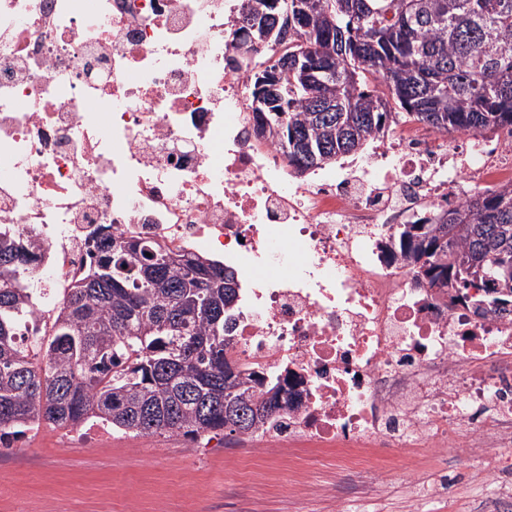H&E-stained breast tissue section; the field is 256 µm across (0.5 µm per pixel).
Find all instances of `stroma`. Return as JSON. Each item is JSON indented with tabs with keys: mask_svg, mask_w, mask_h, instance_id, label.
I'll return each instance as SVG.
<instances>
[{
	"mask_svg": "<svg viewBox=\"0 0 512 512\" xmlns=\"http://www.w3.org/2000/svg\"><path fill=\"white\" fill-rule=\"evenodd\" d=\"M235 437L155 436L49 425L18 447H0V512H336L339 492L366 512H500L497 490L512 472L472 461L463 448L428 457L399 451L386 481L373 471L334 472L318 494L277 487L268 466L246 478L225 471ZM456 478L439 490L438 463Z\"/></svg>",
	"mask_w": 512,
	"mask_h": 512,
	"instance_id": "1",
	"label": "stroma"
}]
</instances>
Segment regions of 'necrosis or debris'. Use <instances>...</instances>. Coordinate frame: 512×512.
Masks as SVG:
<instances>
[{
  "instance_id": "necrosis-or-debris-1",
  "label": "necrosis or debris",
  "mask_w": 512,
  "mask_h": 512,
  "mask_svg": "<svg viewBox=\"0 0 512 512\" xmlns=\"http://www.w3.org/2000/svg\"><path fill=\"white\" fill-rule=\"evenodd\" d=\"M246 0H0V236L42 261L18 339L47 332L92 244L216 252L245 289L232 355L288 381L250 437L288 485L392 469L388 447L512 466V310L449 304L390 248L423 209L512 184V136L403 124L372 155L298 174L254 127L224 29Z\"/></svg>"
}]
</instances>
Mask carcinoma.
Instances as JSON below:
<instances>
[{
	"mask_svg": "<svg viewBox=\"0 0 512 512\" xmlns=\"http://www.w3.org/2000/svg\"><path fill=\"white\" fill-rule=\"evenodd\" d=\"M312 29L278 28L272 54L307 55L319 71L282 73L280 113L256 112L258 136L304 174L322 158L356 152L390 124L433 131L512 134V0H303ZM381 81L388 93L368 89ZM114 236L93 244L82 281L61 300L48 337L17 343L33 310L38 244L0 240V431L88 421L137 437L251 436L288 405L278 378L254 377L228 357L237 273L189 250L184 262L150 269L169 254L139 236L133 254ZM395 249L430 285L459 298L477 284L465 265L512 257V185L487 189L422 224H404ZM479 302L512 303V277Z\"/></svg>",
	"mask_w": 512,
	"mask_h": 512,
	"instance_id": "cac0c4a2",
	"label": "carcinoma"
}]
</instances>
